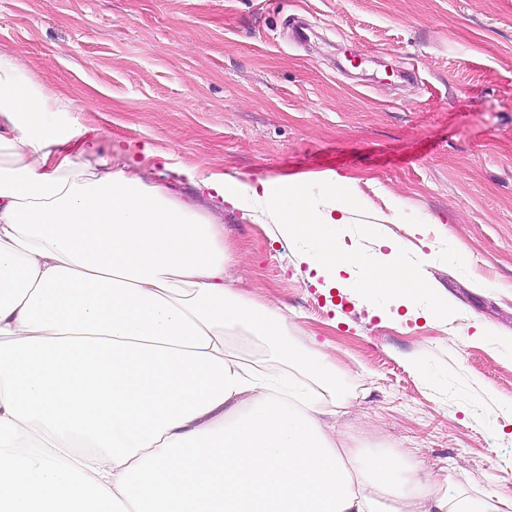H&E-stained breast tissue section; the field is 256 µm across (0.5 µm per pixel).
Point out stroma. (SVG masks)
<instances>
[{
    "instance_id": "obj_1",
    "label": "stroma",
    "mask_w": 512,
    "mask_h": 512,
    "mask_svg": "<svg viewBox=\"0 0 512 512\" xmlns=\"http://www.w3.org/2000/svg\"><path fill=\"white\" fill-rule=\"evenodd\" d=\"M0 55L91 99L55 124L152 142L207 176L355 180L345 232L363 262L376 239L401 243L448 315L317 287L251 197L221 208L153 174L217 218L231 280L287 315L288 344L327 354L340 440L512 512V0H0Z\"/></svg>"
}]
</instances>
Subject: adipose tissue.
<instances>
[{
	"label": "adipose tissue",
	"mask_w": 512,
	"mask_h": 512,
	"mask_svg": "<svg viewBox=\"0 0 512 512\" xmlns=\"http://www.w3.org/2000/svg\"><path fill=\"white\" fill-rule=\"evenodd\" d=\"M84 108L0 57V512H474L400 457L337 447L327 355L282 344L286 316L228 284L219 224L149 183L172 153L47 121ZM173 172L262 201L326 287L361 268L336 232L355 205L336 173ZM362 270L356 287L407 309L431 290L394 242ZM244 334L283 372L226 349Z\"/></svg>",
	"instance_id": "obj_1"
}]
</instances>
